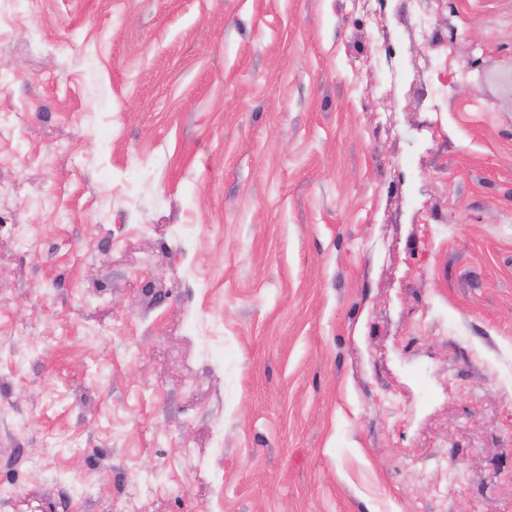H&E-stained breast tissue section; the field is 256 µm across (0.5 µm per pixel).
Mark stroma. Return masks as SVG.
<instances>
[{"instance_id": "obj_1", "label": "stroma", "mask_w": 512, "mask_h": 512, "mask_svg": "<svg viewBox=\"0 0 512 512\" xmlns=\"http://www.w3.org/2000/svg\"><path fill=\"white\" fill-rule=\"evenodd\" d=\"M0 512H512V0H0Z\"/></svg>"}]
</instances>
